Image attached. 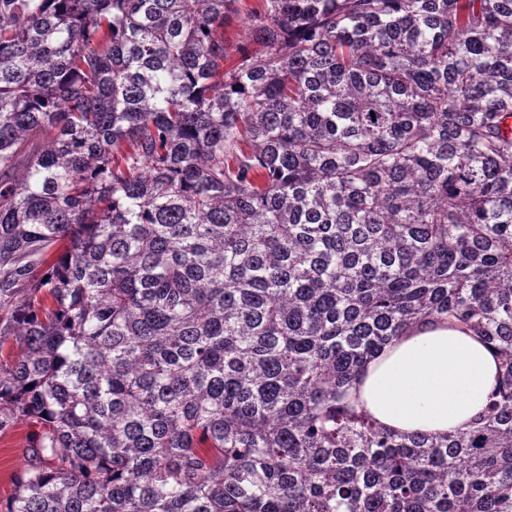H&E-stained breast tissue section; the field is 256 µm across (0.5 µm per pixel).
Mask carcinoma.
<instances>
[{
	"label": "carcinoma",
	"mask_w": 512,
	"mask_h": 512,
	"mask_svg": "<svg viewBox=\"0 0 512 512\" xmlns=\"http://www.w3.org/2000/svg\"><path fill=\"white\" fill-rule=\"evenodd\" d=\"M425 320L440 439L347 398ZM0 357V512H512V0H0ZM499 359L478 336L425 322L368 360L352 396L399 434L440 437L467 425L499 381ZM33 431L26 422L0 432V499L11 494L16 478L29 466L25 448Z\"/></svg>",
	"instance_id": "1"
}]
</instances>
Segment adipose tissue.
<instances>
[{
  "mask_svg": "<svg viewBox=\"0 0 512 512\" xmlns=\"http://www.w3.org/2000/svg\"><path fill=\"white\" fill-rule=\"evenodd\" d=\"M499 381V359L480 337L426 322L368 360L352 396L399 434L440 437L467 425Z\"/></svg>",
  "mask_w": 512,
  "mask_h": 512,
  "instance_id": "1",
  "label": "adipose tissue"
}]
</instances>
